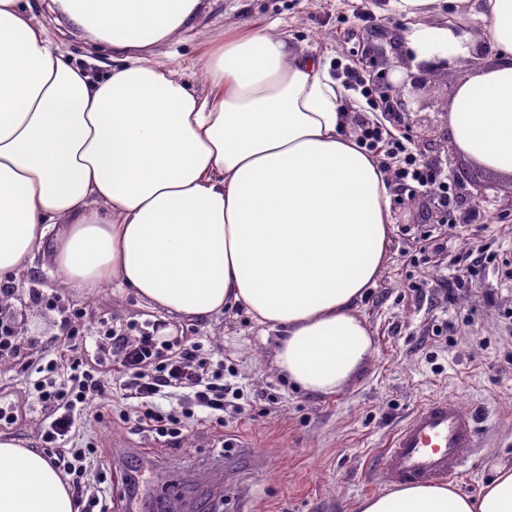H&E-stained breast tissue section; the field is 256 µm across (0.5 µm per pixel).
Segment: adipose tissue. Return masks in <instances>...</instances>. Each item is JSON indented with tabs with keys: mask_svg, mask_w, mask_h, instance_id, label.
I'll use <instances>...</instances> for the list:
<instances>
[{
	"mask_svg": "<svg viewBox=\"0 0 512 512\" xmlns=\"http://www.w3.org/2000/svg\"><path fill=\"white\" fill-rule=\"evenodd\" d=\"M112 68L91 74L46 37L29 0H0V285L44 256L76 294L118 283L198 320L242 307L279 338L297 387L342 389L373 349L356 310L387 260L390 179L348 128L345 89L288 36L233 25L195 52L198 92L156 59L208 0H55ZM421 60H486L459 80L448 136L512 178V0H387ZM447 11L444 26L426 24ZM0 512H76L44 454L0 439ZM360 512H512V466L478 497L415 485Z\"/></svg>",
	"mask_w": 512,
	"mask_h": 512,
	"instance_id": "1",
	"label": "adipose tissue"
}]
</instances>
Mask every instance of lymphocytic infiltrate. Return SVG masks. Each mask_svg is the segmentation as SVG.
<instances>
[{"instance_id": "f902f5d3", "label": "lymphocytic infiltrate", "mask_w": 512, "mask_h": 512, "mask_svg": "<svg viewBox=\"0 0 512 512\" xmlns=\"http://www.w3.org/2000/svg\"><path fill=\"white\" fill-rule=\"evenodd\" d=\"M357 140L367 151L382 152L380 164L400 190L434 189L444 203L453 202V185L439 165L413 152L380 121L360 123ZM60 329V339L48 349V361L35 367L33 389L49 417L41 431V446L55 467L67 475L77 512H108L102 498L88 492L94 449L68 445L86 423L87 405L93 399L110 396L114 384H123L141 401L144 411L140 423L160 436L176 439L182 431V419L175 411L163 410L160 400L189 388L194 406L212 412L223 410L224 371L210 369L198 344H176L163 354L153 337L132 338L117 331L111 335V349L121 357L118 371L91 367L83 359L88 335L74 317H67Z\"/></svg>"}]
</instances>
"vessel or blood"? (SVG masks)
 Segmentation results:
<instances>
[{
	"instance_id": "1",
	"label": "vessel or blood",
	"mask_w": 512,
	"mask_h": 512,
	"mask_svg": "<svg viewBox=\"0 0 512 512\" xmlns=\"http://www.w3.org/2000/svg\"><path fill=\"white\" fill-rule=\"evenodd\" d=\"M473 416L450 398L429 400L397 428L379 457L388 483L417 484L450 479L466 465V449L475 447Z\"/></svg>"
}]
</instances>
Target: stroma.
Instances as JSON below:
<instances>
[{
	"label": "stroma",
	"mask_w": 512,
	"mask_h": 512,
	"mask_svg": "<svg viewBox=\"0 0 512 512\" xmlns=\"http://www.w3.org/2000/svg\"><path fill=\"white\" fill-rule=\"evenodd\" d=\"M377 0H211L194 39L160 47V60L189 65L196 42L214 38L235 23H275L309 54L328 64L333 78L345 68L368 80L421 77L419 112L393 120L369 108L356 91L346 106L359 118L376 119L411 145L445 134L447 106L473 59H432L418 70L404 37L408 22L374 11ZM33 14L49 40L93 73L108 71L112 50L87 42L59 13L54 0H32ZM448 175L477 172L484 186L481 218L466 224L421 222L425 191L391 190L388 259L374 287L357 304L368 324L373 351L356 376L330 396L306 394L275 363L277 336L242 309L200 320L162 318L133 294L110 286L74 296L36 258L23 274L0 319L10 324L17 346L0 351V402L22 412L0 435L36 450L45 412L29 398L30 373L47 342L60 334L59 311L34 303L33 290L60 294L64 307L82 311L79 321L95 335L103 322L159 326L200 345L224 363L227 396L222 423L190 422L178 442L124 422L135 399L113 389L103 421L90 406V424L71 440L97 448L108 467L106 482L90 480L110 512H128L126 480L135 476L144 512H156L166 495L181 494L197 512H358L360 502L384 491L377 465L389 436L420 404L455 399L478 422V444L453 478L463 493L477 494L493 465L512 463V279L487 263L490 255L512 259V179L476 170L457 154ZM466 262H457V255ZM230 447H223V440Z\"/></svg>",
	"instance_id": "stroma-1"
}]
</instances>
